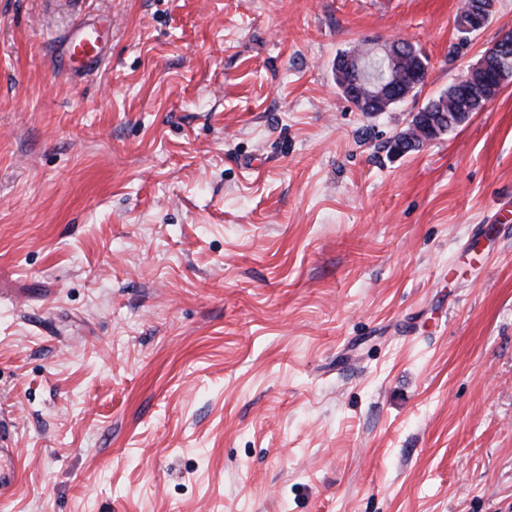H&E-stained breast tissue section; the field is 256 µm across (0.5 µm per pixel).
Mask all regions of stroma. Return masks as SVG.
Here are the masks:
<instances>
[{"mask_svg":"<svg viewBox=\"0 0 512 512\" xmlns=\"http://www.w3.org/2000/svg\"><path fill=\"white\" fill-rule=\"evenodd\" d=\"M461 3L0 0V512H512V82L390 149L512 31ZM91 35L89 32H82L68 40L67 51L70 60L82 67L97 63L102 54L103 47L98 36L90 40ZM375 58L370 53L363 54L356 51L354 55L344 56L342 58V65L345 62L349 69L352 70L351 62H353L357 71V82L362 85V88L371 86L375 95L383 97L393 87L390 84L392 78H382L381 74L379 76L370 75L368 65L370 62L376 61ZM6 435L0 433V505L7 501L19 483L20 473L16 467V448H9Z\"/></svg>","mask_w":512,"mask_h":512,"instance_id":"obj_1","label":"stroma"}]
</instances>
